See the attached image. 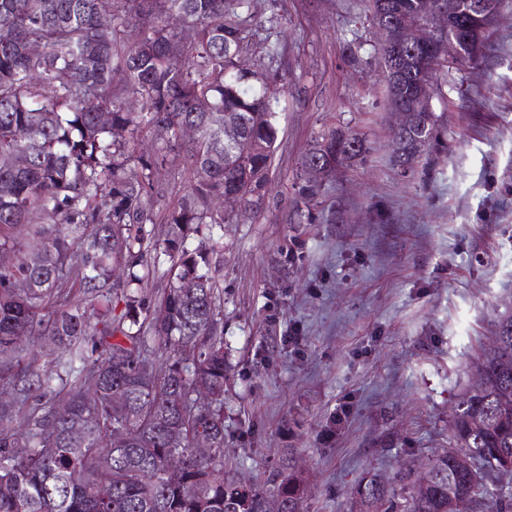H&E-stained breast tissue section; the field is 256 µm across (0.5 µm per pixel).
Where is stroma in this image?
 Wrapping results in <instances>:
<instances>
[{"mask_svg": "<svg viewBox=\"0 0 512 512\" xmlns=\"http://www.w3.org/2000/svg\"><path fill=\"white\" fill-rule=\"evenodd\" d=\"M372 9L255 0L240 48L244 67L278 72L287 92L264 203L225 225L213 256L234 366L224 472L259 491L283 449H299L306 512H351L365 473L430 468L512 312V6L477 66H450L431 101L437 138L407 171L391 161ZM333 130L367 151L304 204L301 158Z\"/></svg>", "mask_w": 512, "mask_h": 512, "instance_id": "obj_1", "label": "stroma"}]
</instances>
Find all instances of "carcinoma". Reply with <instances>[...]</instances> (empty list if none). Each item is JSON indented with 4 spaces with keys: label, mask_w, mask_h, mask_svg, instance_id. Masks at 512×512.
<instances>
[{
    "label": "carcinoma",
    "mask_w": 512,
    "mask_h": 512,
    "mask_svg": "<svg viewBox=\"0 0 512 512\" xmlns=\"http://www.w3.org/2000/svg\"><path fill=\"white\" fill-rule=\"evenodd\" d=\"M254 0H0V512H304L307 478L283 449L265 490L224 475V353L220 279L210 254L234 214L260 205L279 134L281 95L238 53ZM427 0H373L390 30L377 53H401L405 77L389 109L414 112L393 132V165L410 168L436 139L438 117L417 98L443 66L413 38ZM138 28L131 42L129 25ZM488 28L460 33L485 47ZM42 51L33 55L29 47ZM108 121L100 119L101 113ZM193 137L185 139V129ZM157 147L139 153L142 133ZM366 152L333 133L300 167L322 175ZM186 172L156 239L158 177ZM169 281L142 284L161 257ZM196 287L186 290L181 282ZM477 362L485 386L456 397L448 451L426 485L414 469L371 474L352 488L355 512H512L497 468L512 463V313ZM37 337L43 371L14 342ZM208 446L197 447L199 438ZM23 448L19 454L16 449ZM464 453L474 469L458 468Z\"/></svg>",
    "instance_id": "1"
}]
</instances>
